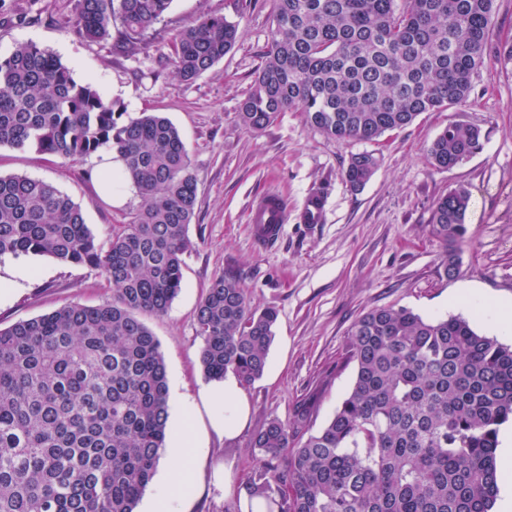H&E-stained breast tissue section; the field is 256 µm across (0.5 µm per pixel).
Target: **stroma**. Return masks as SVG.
<instances>
[{"mask_svg": "<svg viewBox=\"0 0 512 512\" xmlns=\"http://www.w3.org/2000/svg\"><path fill=\"white\" fill-rule=\"evenodd\" d=\"M69 0H0V56L20 42L55 53L76 80L92 82L130 115L158 112L179 129L197 178L196 215L189 234L182 288L166 314L147 317L161 343L169 381H181L196 400L194 424L208 448L189 512H240L256 452L254 434L271 420L289 421L296 403L314 407L310 428L332 417L348 392L355 367L347 363L349 331L368 311L407 307L429 318L460 315L484 336L512 344V330L482 322L475 308L456 303L464 288L479 300H512V66L488 64L473 76L471 101L427 112L409 127L375 141L336 140L301 113H281L261 132L245 128L238 106L269 48L273 0H172L148 45L128 55L115 40L92 42L66 24ZM238 22L240 38L224 58L192 81L175 77L170 63L175 35L202 13ZM479 127L483 149L450 170L433 169L425 150L448 122ZM370 152L378 167L358 191L343 173L352 156ZM100 153L79 161L0 147V174H26L56 185L77 203L99 241L127 223L142 204L125 181L111 194L97 186ZM471 195L468 236L458 248L460 273L441 265L442 242L429 232L433 203L457 186ZM277 189L288 204V222L277 243L257 244L248 222L252 200ZM322 196L321 223L301 220L307 200ZM238 281L252 306L279 313L261 379L243 387L249 404L244 428L233 438L211 426L213 410L198 395L209 383L199 364L195 311L219 275ZM0 278L15 280L0 299V329L64 305L111 301L104 277L86 266L40 256L0 261ZM236 492L225 495L224 468Z\"/></svg>", "mask_w": 512, "mask_h": 512, "instance_id": "35a3bbf8", "label": "stroma"}]
</instances>
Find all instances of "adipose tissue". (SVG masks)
I'll use <instances>...</instances> for the list:
<instances>
[{
	"instance_id": "obj_1",
	"label": "adipose tissue",
	"mask_w": 512,
	"mask_h": 512,
	"mask_svg": "<svg viewBox=\"0 0 512 512\" xmlns=\"http://www.w3.org/2000/svg\"><path fill=\"white\" fill-rule=\"evenodd\" d=\"M208 398L217 410L214 427L223 430L225 435H232L246 414V403L240 390L235 384L226 382L210 390ZM204 455L205 449L192 422H185L183 427L177 429L169 449V456L176 460L178 471L164 480L150 501L147 512H184L183 504Z\"/></svg>"
}]
</instances>
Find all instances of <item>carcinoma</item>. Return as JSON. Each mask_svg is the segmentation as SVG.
Returning a JSON list of instances; mask_svg holds the SVG:
<instances>
[{"instance_id":"cac0c4a2","label":"carcinoma","mask_w":512,"mask_h":512,"mask_svg":"<svg viewBox=\"0 0 512 512\" xmlns=\"http://www.w3.org/2000/svg\"><path fill=\"white\" fill-rule=\"evenodd\" d=\"M172 0H71L78 37L147 45ZM276 0L269 49L239 105L263 131L295 110L326 135L373 141L418 116L470 102L474 73L512 64L497 38L494 0ZM238 25L203 15L180 31L171 64L190 81L224 58ZM77 161L105 147L143 197L105 243L54 184L0 175V259L34 255L104 275L112 302L69 304L0 329V512H136L169 432V391L158 338L144 321L181 290L194 248L197 179L177 127L155 112L128 114L49 50L32 42L0 57V146ZM483 149L477 126L450 123L427 149L437 170ZM372 153L344 172L358 190ZM470 193L437 199L430 233L451 249L466 240ZM278 314L253 308L235 278L215 277L196 309L204 379H260ZM356 366L326 425L311 409L274 419L253 437L250 496L267 512H491L498 493L499 428L512 421V346L462 316L425 318L377 308L349 331Z\"/></svg>"}]
</instances>
